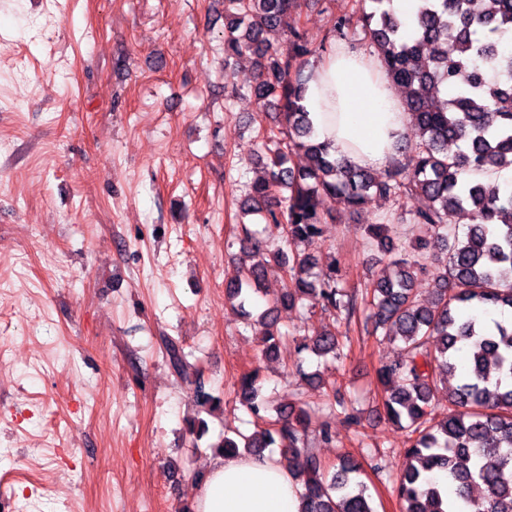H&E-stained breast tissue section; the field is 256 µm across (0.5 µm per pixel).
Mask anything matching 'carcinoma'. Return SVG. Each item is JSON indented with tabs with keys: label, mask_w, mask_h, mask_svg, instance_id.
I'll return each mask as SVG.
<instances>
[{
	"label": "carcinoma",
	"mask_w": 512,
	"mask_h": 512,
	"mask_svg": "<svg viewBox=\"0 0 512 512\" xmlns=\"http://www.w3.org/2000/svg\"><path fill=\"white\" fill-rule=\"evenodd\" d=\"M371 2L375 8L361 11L359 28L381 73L403 90L416 135L407 163L382 176L348 167L330 143L317 140L305 105L307 58L347 37L350 20H337L315 46L300 29L286 30L300 0H225L224 70L242 56L255 59L250 93L262 112L277 105L278 131L263 135L256 153L263 175L240 203L267 227L261 233L241 226L224 297L242 309L254 296L264 298L267 308L258 315L264 356L283 339L276 316L281 307L318 306L351 318L359 310L357 296L339 286L335 266L314 281V256L270 250L264 234L286 244L305 242L320 234L338 204L353 210L373 198L406 204L392 223L414 227L413 253H401L390 225L366 227L387 257L365 301L366 319L373 335L405 345L403 356L377 370L384 414L408 435L394 492L402 512H451V499L430 477L443 472L465 512H512V324L494 319L488 329L479 319L489 310L512 311V191L465 179L512 166V0H420L410 35L392 0ZM279 30L285 39L274 44L269 35ZM300 153L307 165H290ZM462 210L473 224L460 237L448 227ZM427 236L441 244L439 252L425 251ZM429 266L434 299L423 303L414 282ZM272 272L283 285L271 295L265 282ZM165 347L177 375L187 380L198 373L179 344L167 339ZM338 349L332 331L297 345L298 353L317 356ZM450 376L457 384L448 387V413L434 422L432 401ZM234 394L263 427L249 436H224L217 444L224 454L261 457L267 448L281 449V463L302 488L300 512H375L353 462L340 460L329 475L321 468L313 445L334 441L335 431L328 421L314 423L320 408L284 407L268 419L256 370L238 379ZM188 432L195 451L209 432L207 421L191 422Z\"/></svg>",
	"instance_id": "1"
}]
</instances>
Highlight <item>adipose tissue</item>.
I'll return each mask as SVG.
<instances>
[{
    "label": "adipose tissue",
    "instance_id": "ef3b65f1",
    "mask_svg": "<svg viewBox=\"0 0 512 512\" xmlns=\"http://www.w3.org/2000/svg\"><path fill=\"white\" fill-rule=\"evenodd\" d=\"M305 104L319 140L356 167L380 166L407 126L403 103L372 55L337 47L315 65ZM301 488L276 457L217 455L192 512H299Z\"/></svg>",
    "mask_w": 512,
    "mask_h": 512
}]
</instances>
